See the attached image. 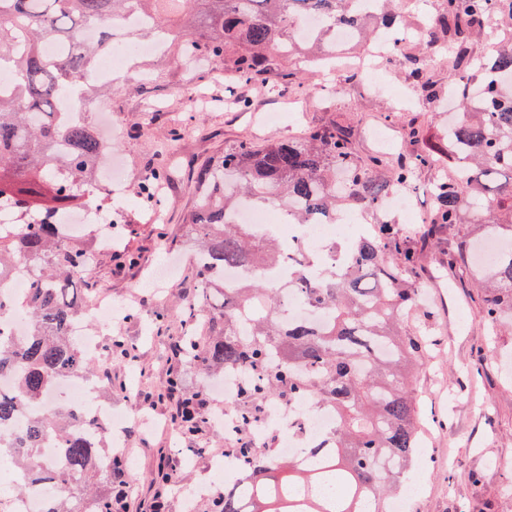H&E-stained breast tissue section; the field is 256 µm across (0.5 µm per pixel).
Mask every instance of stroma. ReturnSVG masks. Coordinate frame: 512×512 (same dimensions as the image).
Instances as JSON below:
<instances>
[{"label":"stroma","instance_id":"obj_1","mask_svg":"<svg viewBox=\"0 0 512 512\" xmlns=\"http://www.w3.org/2000/svg\"><path fill=\"white\" fill-rule=\"evenodd\" d=\"M398 80L389 71L380 87L365 84L350 93L311 99L301 112L290 111L288 93L269 96L258 86L238 84L235 96L252 101L250 110L242 112L225 108L223 83L211 82L175 57H139L113 76L107 95L88 96L89 110L106 107L120 128L115 148L123 177L112 194L120 216L112 226V251L101 257L91 281L127 307V317L113 323L112 333L124 337L131 352L110 358L108 367L113 386L132 384L137 398H153L148 410L155 423L150 427L128 413L123 397L111 398L113 410L126 416L119 432L122 445L112 454L125 462L127 512H149L157 491L151 475L158 465L177 466L180 449L198 451L187 470L195 484L212 478L208 449L225 445L217 428L186 438L172 423L164 398L167 380L177 374L185 391L207 389L206 412L225 406L223 394L209 392L210 378L172 350L184 330L175 305L197 286L187 231L198 173L240 142L268 143L341 118L353 129L359 156L370 157L377 147L369 134L385 126L393 104L389 86ZM187 86L209 94L205 110L184 103L180 91ZM171 131L178 138L166 158H159L156 145ZM161 160L174 176L165 182L160 204L152 207L138 190ZM163 239L173 245L168 256L177 270L153 288L147 281L166 256L158 248ZM130 254L136 264L127 263ZM421 282L425 300L409 315L407 329L426 333L413 379L426 453L422 477L412 480L406 492L411 512H512V330L490 336L468 277L448 267L440 252L426 257Z\"/></svg>","mask_w":512,"mask_h":512}]
</instances>
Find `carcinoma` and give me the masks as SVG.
<instances>
[{
    "instance_id": "carcinoma-1",
    "label": "carcinoma",
    "mask_w": 512,
    "mask_h": 512,
    "mask_svg": "<svg viewBox=\"0 0 512 512\" xmlns=\"http://www.w3.org/2000/svg\"><path fill=\"white\" fill-rule=\"evenodd\" d=\"M152 0H0V70L13 84L0 90V209L12 211L19 232L0 231V283L20 260L35 265L39 279L29 288L21 313L29 324L24 341L0 334V374L15 378L11 392L0 393V456L10 458L26 475L20 492L29 494L47 479L62 493L41 512H117L112 486L121 461L103 436L90 428L77 431L76 415L52 410L19 422L28 407L51 402L55 382L67 376L112 379L101 363L90 360L80 339L67 332L68 322L82 316L87 298L79 272L91 247L61 235V218L87 197L105 201L94 185L105 151L92 123L68 124L58 119L57 102L88 89L87 76L99 52L113 45L126 12L136 8L157 29L178 35L171 43L181 53L179 38L191 41L190 54L224 66L246 84L274 89L300 85L288 57L307 50L326 57L322 35L349 27L367 37V18L349 0H167L179 16L168 23L148 4ZM497 11L512 29V0H438L427 20L424 39L398 48L400 72L412 79L424 104L451 95L460 112L441 142L430 144L421 124L404 125L408 150L385 177L380 157L359 160L353 152L352 129L331 121L301 139L254 147L240 144L224 152L198 176L199 199L189 221L198 291L182 304L183 353L207 373L244 370L237 394L241 426L260 417L271 396L295 399L308 393L336 407V426L325 448H310L311 459L264 462L245 434L233 445L235 457L255 472L246 489H226L208 504L211 512H385L390 482L407 473L418 449L417 406L412 379L422 342L406 333L403 319L421 294L418 269L425 251L446 233L455 237L448 264L473 273L481 292L484 320L498 325L512 317V248L499 253L494 265L480 269L471 262L476 238L460 226L476 224L480 237L512 241V37L495 40L496 50L476 56V40L487 35L486 14ZM307 15L328 17L315 39L302 44L294 27ZM99 25L96 40L82 29ZM56 40L68 51L54 59L45 44ZM450 50L448 90L430 75L431 51ZM451 165L454 179L441 174L430 185L432 208L420 244L410 246L382 211L397 186L417 187L419 174ZM159 168L140 186L153 196V182L165 179ZM243 196L257 206L280 199L296 203L288 223L334 220L348 206L377 214L372 232L352 240L342 261L324 267L310 255L297 259L294 276L275 288L259 279L224 286L229 267L279 265L281 247L257 237L246 224H233L225 214ZM224 289L222 309L209 316L211 333L202 339L194 325L201 304L213 287ZM305 296L325 314V323L279 322L288 290ZM209 417L195 413L183 432L193 438ZM54 435L65 459L52 463L41 453L42 440Z\"/></svg>"
}]
</instances>
